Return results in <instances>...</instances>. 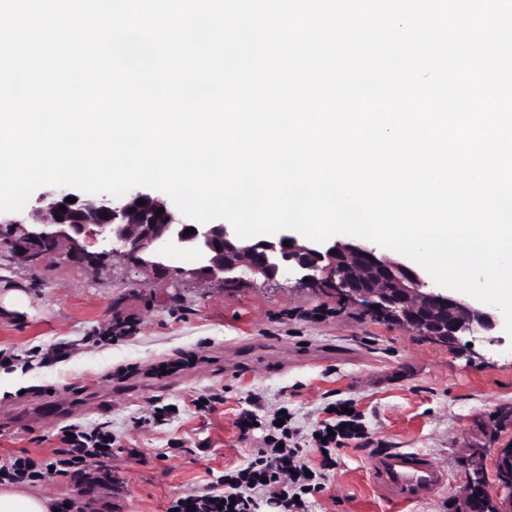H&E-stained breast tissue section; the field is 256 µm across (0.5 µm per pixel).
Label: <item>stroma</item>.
<instances>
[{"mask_svg":"<svg viewBox=\"0 0 512 512\" xmlns=\"http://www.w3.org/2000/svg\"><path fill=\"white\" fill-rule=\"evenodd\" d=\"M193 255L172 251L161 280L114 268L94 277L58 253L39 268L0 254V288H18L31 311L0 318V372L19 388L0 395V462L44 458L60 428L106 427L117 454L110 482L82 469L28 485L52 503L87 512H169L173 501L224 471L247 466L272 412L308 436L343 403L364 428L344 441L311 512H449L464 488L466 433L512 406V336L435 342L374 320L363 307L315 294L295 279L224 288L192 282ZM221 403L198 406V397ZM166 408L151 423L154 407ZM261 421L243 440L235 421ZM375 448L429 454L448 486L428 503L383 502L369 480Z\"/></svg>","mask_w":512,"mask_h":512,"instance_id":"35a3bbf8","label":"stroma"}]
</instances>
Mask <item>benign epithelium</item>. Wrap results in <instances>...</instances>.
<instances>
[{
	"mask_svg": "<svg viewBox=\"0 0 512 512\" xmlns=\"http://www.w3.org/2000/svg\"><path fill=\"white\" fill-rule=\"evenodd\" d=\"M69 198L76 202H67ZM141 199L145 204H137ZM39 203L34 223L0 225V250L31 265L64 247L69 258L94 272L110 256L130 272L164 277L170 272V251L180 249L197 259L194 267L181 270L190 281L218 280L231 286L288 275L323 295L338 296L377 318L445 344H455L465 335L490 336L503 319L492 305L430 286L425 272L404 257L356 240L318 245L282 234L246 241L226 224H195L180 218L167 202L137 189L115 199L107 194L84 198L62 187L43 194ZM61 205L66 211L59 209ZM188 228L195 232L185 233ZM286 240L290 245H283ZM99 241L111 243L112 249L91 251ZM511 429L512 414L501 410L465 447L471 472L453 512H512V441L502 439V433ZM489 466L495 492L488 488Z\"/></svg>",
	"mask_w": 512,
	"mask_h": 512,
	"instance_id": "obj_1",
	"label": "benign epithelium"
}]
</instances>
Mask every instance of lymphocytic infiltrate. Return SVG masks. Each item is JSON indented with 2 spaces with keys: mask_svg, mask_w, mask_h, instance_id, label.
I'll list each match as a JSON object with an SVG mask.
<instances>
[{
  "mask_svg": "<svg viewBox=\"0 0 512 512\" xmlns=\"http://www.w3.org/2000/svg\"><path fill=\"white\" fill-rule=\"evenodd\" d=\"M60 441L54 456H19L0 465V480L40 481L91 463L101 465L112 457V435L102 430L71 425ZM324 478L323 472L310 468L294 432L273 425L247 467L227 471L203 491L178 498L170 512H256L262 500L278 512H309L308 497L322 489Z\"/></svg>",
  "mask_w": 512,
  "mask_h": 512,
  "instance_id": "f902f5d3",
  "label": "lymphocytic infiltrate"
}]
</instances>
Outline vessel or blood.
I'll return each mask as SVG.
<instances>
[{
  "instance_id": "obj_1",
  "label": "vessel or blood",
  "mask_w": 512,
  "mask_h": 512,
  "mask_svg": "<svg viewBox=\"0 0 512 512\" xmlns=\"http://www.w3.org/2000/svg\"><path fill=\"white\" fill-rule=\"evenodd\" d=\"M369 476L381 497L409 506L436 497L448 484V473L426 453L379 448L369 456Z\"/></svg>"
}]
</instances>
